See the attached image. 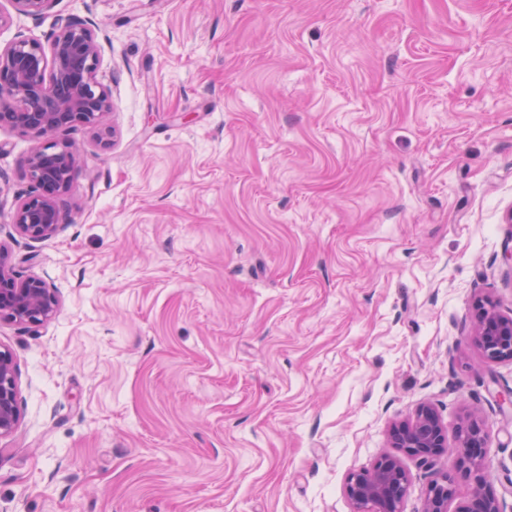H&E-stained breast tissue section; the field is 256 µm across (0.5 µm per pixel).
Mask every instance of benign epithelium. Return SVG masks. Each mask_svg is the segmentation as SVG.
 Returning a JSON list of instances; mask_svg holds the SVG:
<instances>
[{
	"label": "benign epithelium",
	"mask_w": 512,
	"mask_h": 512,
	"mask_svg": "<svg viewBox=\"0 0 512 512\" xmlns=\"http://www.w3.org/2000/svg\"><path fill=\"white\" fill-rule=\"evenodd\" d=\"M21 14L40 16L52 0H11ZM101 60L97 32L71 19L53 35L49 47L20 37L0 47V121L35 138L73 126L99 128L112 111V96L96 80ZM78 166V154L68 143L50 142L36 149L27 162L30 192L14 205L12 224L29 241L47 239L64 221V205ZM474 339L486 360L512 364V313L503 314L489 297L477 301ZM59 300L39 276L21 277L7 261L0 243V318L38 326L56 315ZM16 366L12 353L0 348V438L19 425ZM392 447L403 449L424 465L454 453L458 466L474 478L465 500L458 498L453 477L444 475L428 487L421 512H506L486 469L489 433L478 412L468 413L456 428V445H448V428L436 409L420 404L412 419L392 426ZM346 495L353 512H401L408 475L394 455L383 454L367 470L346 477Z\"/></svg>",
	"instance_id": "7a95c632"
}]
</instances>
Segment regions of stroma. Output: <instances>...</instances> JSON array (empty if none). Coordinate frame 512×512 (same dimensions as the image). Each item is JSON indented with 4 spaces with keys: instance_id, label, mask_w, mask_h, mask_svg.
<instances>
[{
    "instance_id": "35a3bbf8",
    "label": "stroma",
    "mask_w": 512,
    "mask_h": 512,
    "mask_svg": "<svg viewBox=\"0 0 512 512\" xmlns=\"http://www.w3.org/2000/svg\"><path fill=\"white\" fill-rule=\"evenodd\" d=\"M102 43L100 129L75 126L67 219L11 224L39 139L0 124V241L55 317L0 320L21 421L0 512H353L345 479L432 404L477 409L512 512V0H53ZM402 512L454 455L407 454ZM477 324L474 339L491 363L512 364V313L503 314L489 297L477 301Z\"/></svg>"
}]
</instances>
